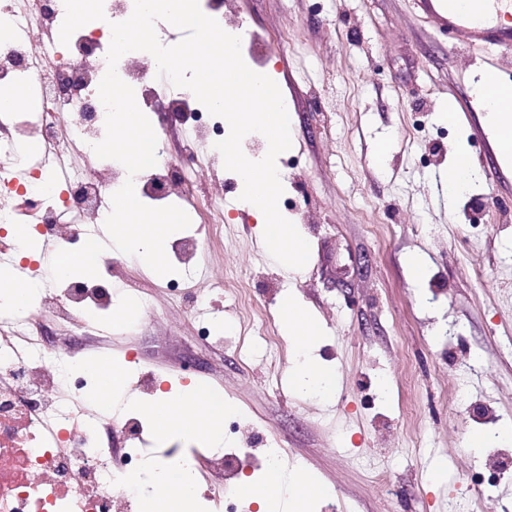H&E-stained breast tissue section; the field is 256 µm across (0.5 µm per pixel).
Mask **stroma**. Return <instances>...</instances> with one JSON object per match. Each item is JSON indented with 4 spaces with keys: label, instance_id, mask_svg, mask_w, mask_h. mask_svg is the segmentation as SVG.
<instances>
[{
    "label": "stroma",
    "instance_id": "obj_1",
    "mask_svg": "<svg viewBox=\"0 0 512 512\" xmlns=\"http://www.w3.org/2000/svg\"><path fill=\"white\" fill-rule=\"evenodd\" d=\"M237 10L244 30L285 46L270 75L295 114L294 143L277 170L311 262L296 273L266 254L233 172L215 161L194 196L226 183L224 236L199 226L197 260L200 284L223 281L222 296L186 316L165 277L123 256L149 314L111 322L107 342L82 337L79 349L93 363L134 357L173 394L185 379L206 383L233 404L242 447L282 448L285 477L325 487L310 512L331 502L501 512L512 504V443L477 454L464 445L474 412L512 421V170L491 151L473 93L488 49L454 47L414 0H238ZM461 151L482 178L450 204L440 177ZM413 254L428 261L421 287L407 275ZM290 293L323 328L316 355L336 370L330 402L289 384L296 342L280 331L279 305ZM219 312L223 340L204 345L199 323ZM261 317L280 358L249 332Z\"/></svg>",
    "mask_w": 512,
    "mask_h": 512
}]
</instances>
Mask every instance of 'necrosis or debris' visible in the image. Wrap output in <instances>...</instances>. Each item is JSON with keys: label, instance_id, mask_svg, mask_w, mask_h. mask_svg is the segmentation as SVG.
Masks as SVG:
<instances>
[{"label": "necrosis or debris", "instance_id": "4bbe7bcc", "mask_svg": "<svg viewBox=\"0 0 512 512\" xmlns=\"http://www.w3.org/2000/svg\"><path fill=\"white\" fill-rule=\"evenodd\" d=\"M134 0H104L105 17L76 30L68 44L40 39L45 24L61 25L63 0H31L17 11L0 0V86L33 88L38 109H0V266L18 270V287L33 299L0 305V512H132L149 473L181 462L177 449L152 448L143 421L112 423V394L102 390L106 368L89 370L67 341L48 335L45 316L68 322L75 335L95 328L112 313L119 295L112 274L119 261L102 239L111 196L125 182L122 164L94 159L85 170L63 169L38 158V150L64 148L59 120L67 118L69 138L83 148L105 135L106 109L98 86L107 70L110 25L130 17ZM155 133L169 121L187 118L193 130L212 141L224 137L223 118L210 115L187 89L157 81L155 59L133 51L118 62ZM68 138V139H69ZM201 160L191 147L158 161L136 176L140 196L181 205ZM25 224L57 245V261L80 246L101 274L62 281L47 275L41 258L30 255L7 225ZM98 390L95 411L81 401L86 387ZM195 470L219 482L207 500L216 512H240L236 503L240 466L223 451L193 455Z\"/></svg>", "mask_w": 512, "mask_h": 512}]
</instances>
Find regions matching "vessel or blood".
I'll use <instances>...</instances> for the list:
<instances>
[{
  "mask_svg": "<svg viewBox=\"0 0 512 512\" xmlns=\"http://www.w3.org/2000/svg\"><path fill=\"white\" fill-rule=\"evenodd\" d=\"M418 4L448 34L491 46L500 59L512 57V25L502 21L504 14L512 12V0H418Z\"/></svg>",
  "mask_w": 512,
  "mask_h": 512,
  "instance_id": "vessel-or-blood-1",
  "label": "vessel or blood"
}]
</instances>
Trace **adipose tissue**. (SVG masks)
<instances>
[{
  "label": "adipose tissue",
  "mask_w": 512,
  "mask_h": 512,
  "mask_svg": "<svg viewBox=\"0 0 512 512\" xmlns=\"http://www.w3.org/2000/svg\"><path fill=\"white\" fill-rule=\"evenodd\" d=\"M475 93L483 100L487 122L496 133L497 160L503 168L512 169V92L496 94L487 83L481 82ZM279 316L284 330L302 348L301 359L291 373L294 391L324 400L333 399L336 395L335 370L317 363L310 355L322 334L320 323L293 294L282 299ZM231 409V403L224 398L197 389L179 398L161 396L151 405L149 413L159 434L174 433L187 439L204 436L210 443L219 444L223 437L218 426ZM164 481L167 491L147 496L145 512H185L187 503L196 494L189 484L187 471H170Z\"/></svg>",
  "instance_id": "ef3b65f1"
}]
</instances>
